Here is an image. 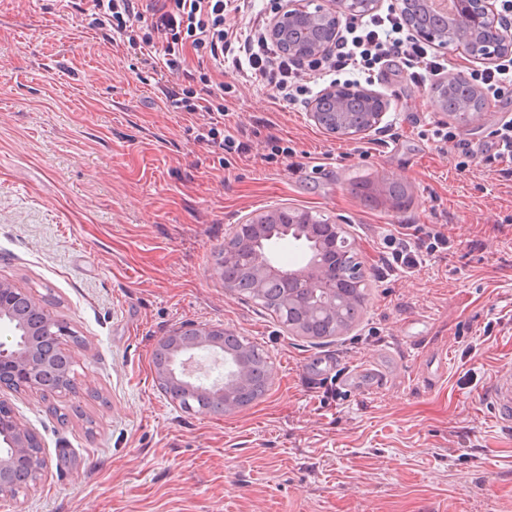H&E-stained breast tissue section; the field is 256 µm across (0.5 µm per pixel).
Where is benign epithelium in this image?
Here are the masks:
<instances>
[{
    "label": "benign epithelium",
    "mask_w": 512,
    "mask_h": 512,
    "mask_svg": "<svg viewBox=\"0 0 512 512\" xmlns=\"http://www.w3.org/2000/svg\"><path fill=\"white\" fill-rule=\"evenodd\" d=\"M350 0H334L320 14V20L340 28L342 19L350 18ZM300 6L280 11L269 31L275 38L285 33L286 22L297 15ZM453 25L457 46L477 59L497 62L512 57V28L498 20L493 0H455ZM340 85H332L311 102L307 117L325 133L344 140L358 141L379 128L387 114L388 103L378 93L358 88V96L376 98L378 111L369 123L360 126L355 114L340 103ZM291 238L306 246V260L300 266L279 265L272 245L278 239ZM224 263L239 265L251 275L255 294L267 288L281 287L288 306L299 318L285 331L290 335L312 337L310 326H327L323 337L340 336L356 324L350 311L356 300L364 299L367 288L364 264L347 227L338 223H319L307 210L275 207L260 222L249 219L237 224L224 242ZM15 329L17 339L0 342V392L24 391L48 401L70 391L68 382L73 365L90 359L84 348L72 349L70 325L53 314L32 291L0 281V322ZM229 331L222 325L187 323L161 337L154 350L156 382L172 402L178 394L192 390L204 396L215 415L237 412L240 397L250 378V366L242 355L224 346ZM197 350L224 354V378L206 385L193 379L189 356ZM38 438L14 410L0 413V444L10 451H0V500L13 496L6 477L14 467L23 466L21 451Z\"/></svg>",
    "instance_id": "benign-epithelium-1"
}]
</instances>
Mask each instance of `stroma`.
Here are the masks:
<instances>
[{
  "mask_svg": "<svg viewBox=\"0 0 512 512\" xmlns=\"http://www.w3.org/2000/svg\"><path fill=\"white\" fill-rule=\"evenodd\" d=\"M80 3L0 0V280L47 297L91 350L80 395L6 393L47 468L0 512H512V424L482 398L512 363V174L457 169L432 135L451 124L486 148L512 94L458 126L387 66L364 83L388 102L380 129L345 141L228 62L223 113L176 112L109 29L84 28ZM212 121L245 149L230 166L197 136ZM394 181L400 208L383 193ZM279 203L347 225L361 251L369 287L342 336L287 335L224 289L225 237ZM404 224L452 246L384 268ZM185 323L263 349L266 394L223 417L183 412L153 352Z\"/></svg>",
  "mask_w": 512,
  "mask_h": 512,
  "instance_id": "1",
  "label": "stroma"
}]
</instances>
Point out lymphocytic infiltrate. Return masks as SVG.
I'll return each mask as SVG.
<instances>
[{
    "label": "lymphocytic infiltrate",
    "instance_id": "f902f5d3",
    "mask_svg": "<svg viewBox=\"0 0 512 512\" xmlns=\"http://www.w3.org/2000/svg\"><path fill=\"white\" fill-rule=\"evenodd\" d=\"M245 7L244 0H156L142 10L138 0H84L82 14L88 28L111 27L128 54L154 74L167 78L166 102L182 112L224 109V84L212 81L208 72L200 73V88L178 82L187 47L194 50L198 61H212L219 70L228 61L235 65L247 62L252 78L265 82L281 99L293 104L302 101L311 79L325 70L367 75L376 67L398 61L410 81L421 85L427 77L448 69L446 59L410 34L402 16L394 11L346 22L329 50L298 58L282 51L263 26L253 25L242 34L227 24V13ZM433 136L454 145L460 169L476 161H512V121L498 127L491 145L481 151L446 125L436 126ZM388 246L389 268L410 272L420 266L424 253L447 250L448 237L431 231L426 243L420 244L401 232L389 237Z\"/></svg>",
    "mask_w": 512,
    "mask_h": 512
}]
</instances>
